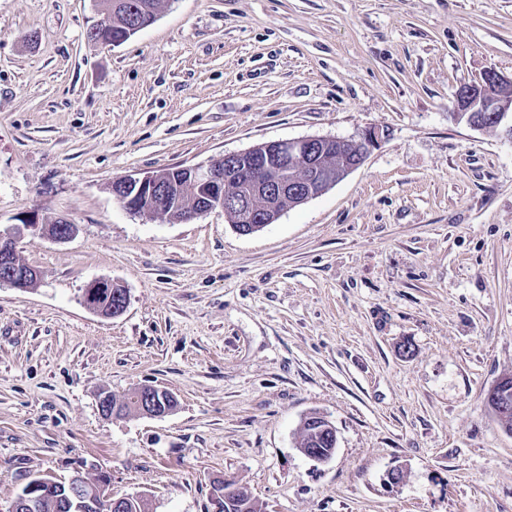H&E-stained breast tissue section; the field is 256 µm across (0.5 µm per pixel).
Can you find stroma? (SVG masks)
I'll use <instances>...</instances> for the list:
<instances>
[{
    "instance_id": "35a3bbf8",
    "label": "stroma",
    "mask_w": 512,
    "mask_h": 512,
    "mask_svg": "<svg viewBox=\"0 0 512 512\" xmlns=\"http://www.w3.org/2000/svg\"><path fill=\"white\" fill-rule=\"evenodd\" d=\"M98 0H0V231L28 211L40 273L0 286V512L31 473L105 472L149 512H213L214 480L266 512H512V138L456 93L512 76V0H166L88 41ZM378 142L259 231L215 210L135 215L113 180L306 136ZM109 279L124 313L83 292ZM171 392L162 417L98 394ZM332 458L297 448L309 413ZM402 469L391 484L388 474ZM141 2H147L151 6L153 13H154L153 21L151 22V24H152L158 16L162 0H141ZM126 10L128 12H130V14L132 16V24L126 27L127 33L125 36V37H130V36L136 34L138 31L147 27L148 22H146V21L143 22L140 17V15L141 16L144 15V12L147 11V8H145V6L142 5L141 3H135V4L126 5ZM151 24H149V25H151ZM115 284L108 279L92 281L84 290V304L88 309L105 318H114L121 315L127 307L128 298L124 290L120 297L116 296V301L112 306V301H114L113 286Z\"/></svg>"
}]
</instances>
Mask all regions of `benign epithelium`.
Listing matches in <instances>:
<instances>
[{
  "label": "benign epithelium",
  "instance_id": "1",
  "mask_svg": "<svg viewBox=\"0 0 512 512\" xmlns=\"http://www.w3.org/2000/svg\"><path fill=\"white\" fill-rule=\"evenodd\" d=\"M132 16L126 36L147 27L141 19L147 11L140 3L126 5ZM511 85L495 70L486 71L477 81L462 84L457 91L459 116L477 129L500 130L512 137V97L503 94ZM377 140L376 132H365L363 142L353 143L337 137L311 136L265 142L246 150L224 155V166L216 163L186 169L184 186L196 195L199 207L183 212L182 220L191 221L219 209L224 215L235 216L236 230L250 234L274 223L285 211L317 197L333 187L364 162L367 150ZM116 198L129 211L148 216L162 215L170 201L166 171L142 177L124 176L112 184ZM15 235L26 231L38 233L54 242L64 243L73 238L76 225L66 220L45 224L35 214L26 215L14 227ZM39 278V271L18 261L14 235L0 233V285L27 290ZM114 282L95 280L83 293L84 304L94 313L114 318L121 315L128 303L127 294L112 298ZM135 392L141 397L140 414L163 417L169 414L166 391L144 385ZM109 477L101 475L94 484H85L74 476L62 486L44 473L28 478L6 512H40L44 501L66 500L75 512H127L133 498H112L108 493ZM214 512H224V505L237 503L247 509L252 495L242 485L222 479L213 482Z\"/></svg>",
  "mask_w": 512,
  "mask_h": 512
}]
</instances>
